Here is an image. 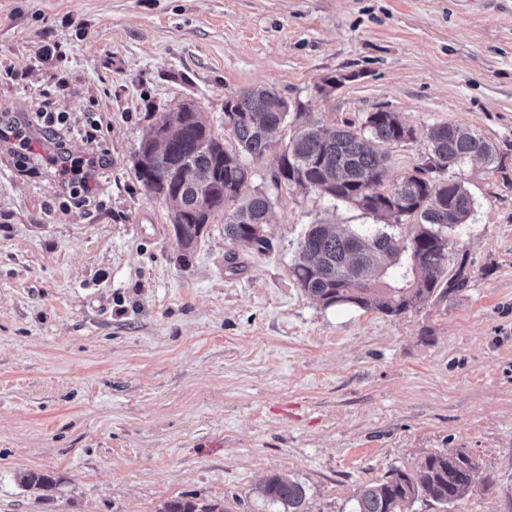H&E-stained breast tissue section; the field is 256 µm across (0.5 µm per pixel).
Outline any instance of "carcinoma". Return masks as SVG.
I'll return each mask as SVG.
<instances>
[{"mask_svg":"<svg viewBox=\"0 0 512 512\" xmlns=\"http://www.w3.org/2000/svg\"><path fill=\"white\" fill-rule=\"evenodd\" d=\"M290 105L267 87L245 89L224 102V124L236 146L211 132L191 102L164 118L172 127L171 150L151 158L166 181L135 176L151 194L173 198L171 224L181 246L192 249L206 223V202L224 212V235L240 248H264V228L272 202L263 193L241 199L251 172L242 160H260L277 145ZM414 139L393 112H370L358 128L346 123L333 130L301 125L278 159L274 183L298 185L337 202L351 203L382 222L373 233L311 224L299 245L293 272L307 297L325 307L353 306L401 315L419 303L445 298L469 287L466 259L449 250L448 233L466 223L475 200L454 168L471 158L497 162L493 144L456 125L437 124L426 132L427 155L434 163L385 183L382 147ZM482 482L479 465L463 451L430 453L415 471L391 470L362 487L353 512H412L418 500L448 506ZM281 512H305L306 492L297 481L273 475L259 490ZM160 512H217V506L174 499Z\"/></svg>","mask_w":512,"mask_h":512,"instance_id":"1","label":"carcinoma"}]
</instances>
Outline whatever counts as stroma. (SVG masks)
<instances>
[{"label": "stroma", "instance_id": "obj_1", "mask_svg": "<svg viewBox=\"0 0 512 512\" xmlns=\"http://www.w3.org/2000/svg\"><path fill=\"white\" fill-rule=\"evenodd\" d=\"M254 86L327 128L398 113L415 137L387 147L391 180L433 125L492 142L503 169L456 171L469 288L394 317L309 299L308 225L377 221L275 187L276 148L252 165L269 248H236L219 213L183 250L135 177L142 135L186 102L223 134ZM38 112L66 115L75 159L96 116L108 165L84 199L0 144V512H273L276 474L306 512H352L391 469L458 449L487 481L449 512H512V0H0V121L38 138ZM259 494L270 506L283 508L279 512H305L306 492L297 481L280 475L270 476L261 485Z\"/></svg>", "mask_w": 512, "mask_h": 512}]
</instances>
